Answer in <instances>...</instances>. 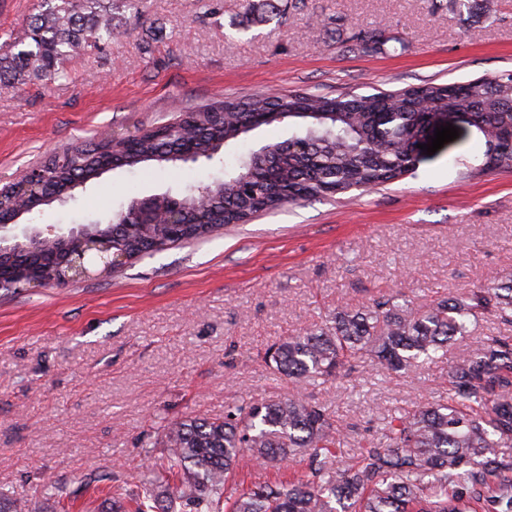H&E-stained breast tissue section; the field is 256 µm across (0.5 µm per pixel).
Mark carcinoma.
Masks as SVG:
<instances>
[{"label":"carcinoma","mask_w":512,"mask_h":512,"mask_svg":"<svg viewBox=\"0 0 512 512\" xmlns=\"http://www.w3.org/2000/svg\"><path fill=\"white\" fill-rule=\"evenodd\" d=\"M257 20L281 13L276 0L251 4ZM117 31L104 0H45L0 55V89L28 78L50 81L72 56L97 50ZM467 112L488 136L486 165L512 170V73L405 90L344 97L293 92L226 99L140 135L107 137L73 148L71 166L53 172L38 205L51 206L100 178L112 163L167 168L182 144L213 158L226 146L282 113L299 119L292 138L299 154L266 146L242 150L224 176L178 193L183 225L149 234L112 213V250L138 259L190 235H212L221 224H246L284 204L384 185L408 171L413 147L429 128L430 109ZM224 113L219 121L213 113ZM25 191L0 200L31 214ZM485 315L512 323V279L490 277L460 297L416 307L383 295L362 309L338 310L318 327L271 345L264 356L276 377L320 385L345 376L355 361L382 372L411 373L448 358L455 337ZM344 428L327 410L297 394L228 408L222 419L190 416L164 432L165 452L147 456L148 476L134 494L109 487L112 512H512V339L488 336L455 361L436 402L388 415L350 460L339 445ZM297 459L303 472L278 485L229 488L251 460Z\"/></svg>","instance_id":"obj_1"}]
</instances>
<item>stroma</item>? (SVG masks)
Returning <instances> with one entry per match:
<instances>
[{
	"label": "stroma",
	"mask_w": 512,
	"mask_h": 512,
	"mask_svg": "<svg viewBox=\"0 0 512 512\" xmlns=\"http://www.w3.org/2000/svg\"><path fill=\"white\" fill-rule=\"evenodd\" d=\"M302 3L259 23L249 0H222L217 12L211 0H140L142 23L70 58L60 77L0 90V189L54 152L227 97H334L512 71V0H491L485 12L453 0ZM368 27L383 30L380 50H347ZM450 122L458 138L418 152L389 184L287 205L106 277L0 291V490L52 512L43 486L54 480L82 489L72 512H109L90 479L138 489L167 423L290 393L263 362L279 339L384 294L423 305L512 276V171L486 168L480 129L462 116ZM232 158L117 169L34 222L104 219L130 198L213 181ZM488 336L511 337L512 324L485 316L447 359L418 372L362 364L305 394L346 425L349 458L387 414L437 400L451 361Z\"/></svg>",
	"instance_id": "obj_1"
}]
</instances>
